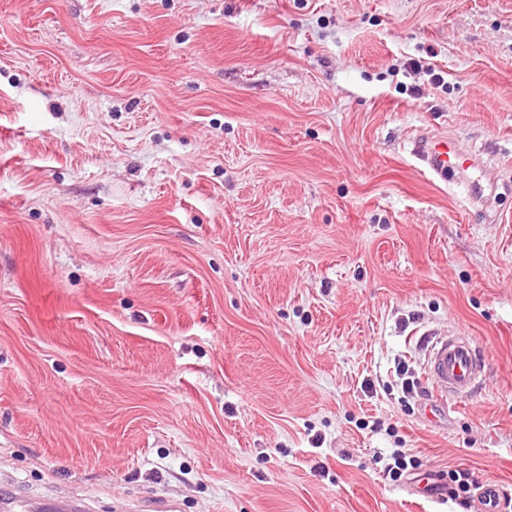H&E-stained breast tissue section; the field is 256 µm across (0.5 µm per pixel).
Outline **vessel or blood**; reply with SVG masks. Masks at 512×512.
<instances>
[{
    "mask_svg": "<svg viewBox=\"0 0 512 512\" xmlns=\"http://www.w3.org/2000/svg\"><path fill=\"white\" fill-rule=\"evenodd\" d=\"M413 156L433 178L448 184L462 183L471 205L484 204L488 187L479 175L480 164L464 155L455 138L420 135L412 148ZM486 364L480 348L461 333L435 337L427 347L426 375L440 403L460 401L471 396L485 374ZM479 512H503L505 503L497 486H480ZM78 504L58 497L33 502L15 491L0 492V512H78Z\"/></svg>",
    "mask_w": 512,
    "mask_h": 512,
    "instance_id": "vessel-or-blood-1",
    "label": "vessel or blood"
}]
</instances>
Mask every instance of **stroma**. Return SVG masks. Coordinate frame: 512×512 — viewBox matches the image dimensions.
I'll return each instance as SVG.
<instances>
[{
  "label": "stroma",
  "instance_id": "1",
  "mask_svg": "<svg viewBox=\"0 0 512 512\" xmlns=\"http://www.w3.org/2000/svg\"><path fill=\"white\" fill-rule=\"evenodd\" d=\"M424 133L482 159L487 209ZM451 329L487 372L432 418ZM397 449L512 501V0H0V481L476 512L386 477ZM411 153L430 176L448 184L464 183L469 203L483 206L490 188L478 175L480 163L464 155L454 137L422 134L416 139Z\"/></svg>",
  "mask_w": 512,
  "mask_h": 512
}]
</instances>
